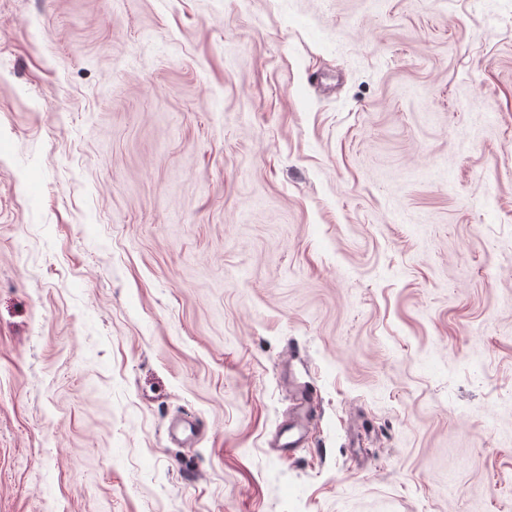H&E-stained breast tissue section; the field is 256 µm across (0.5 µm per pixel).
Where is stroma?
I'll list each match as a JSON object with an SVG mask.
<instances>
[{
  "label": "stroma",
  "instance_id": "35a3bbf8",
  "mask_svg": "<svg viewBox=\"0 0 512 512\" xmlns=\"http://www.w3.org/2000/svg\"><path fill=\"white\" fill-rule=\"evenodd\" d=\"M0 512H512V0H0ZM293 400L296 418L282 431L277 447L279 456L284 459L293 458L300 449L303 438L302 427L316 409L315 391L306 383L294 386ZM179 433L184 437L179 438ZM169 434L173 439H177L185 446H194L199 434L200 428L195 419L183 417L170 427Z\"/></svg>",
  "mask_w": 512,
  "mask_h": 512
}]
</instances>
